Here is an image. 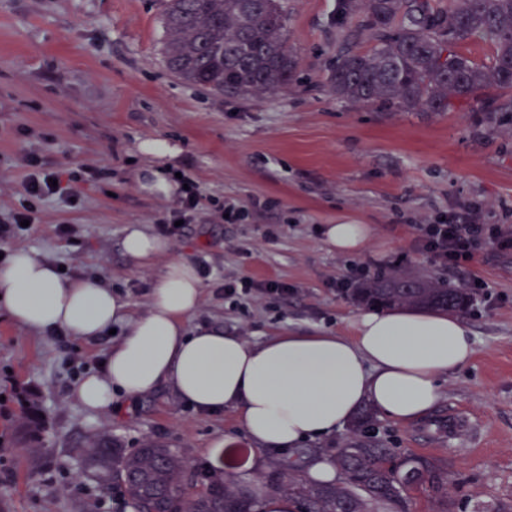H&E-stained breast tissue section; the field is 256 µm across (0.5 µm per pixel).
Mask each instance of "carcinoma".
<instances>
[{
    "instance_id": "cac0c4a2",
    "label": "carcinoma",
    "mask_w": 512,
    "mask_h": 512,
    "mask_svg": "<svg viewBox=\"0 0 512 512\" xmlns=\"http://www.w3.org/2000/svg\"><path fill=\"white\" fill-rule=\"evenodd\" d=\"M164 61L178 79L216 94L257 96L283 90L296 61L288 49L281 0H161ZM363 15L375 41L366 52L336 57L329 82L337 98L379 104L393 112H451L481 104L484 112H512V0H337L336 21ZM475 35L491 44L487 62L462 46ZM488 90L499 95L481 99ZM351 296L370 307L425 306L461 311L469 288H443L427 280L371 276ZM390 449L354 441L336 459L347 484L306 483L282 467L276 488L303 502L304 512H369L373 502L406 512L403 493L423 488L448 502V476L432 462L406 459L387 466ZM87 468L118 482L139 512H254L236 481L208 482L190 492L188 465L169 448L146 446L124 455L97 444Z\"/></svg>"
}]
</instances>
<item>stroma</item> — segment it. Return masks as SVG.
<instances>
[{
  "label": "stroma",
  "instance_id": "stroma-1",
  "mask_svg": "<svg viewBox=\"0 0 512 512\" xmlns=\"http://www.w3.org/2000/svg\"><path fill=\"white\" fill-rule=\"evenodd\" d=\"M288 47L296 60L284 91L218 95L166 68L160 0H0V220L20 199L22 159L36 155L66 174L105 169L79 183L75 203H40L41 219L0 242L62 267V279L100 277L135 308L149 302L162 267H135L121 249L136 224L157 233L175 195L144 178L153 157L141 145L169 141L178 154L163 166L194 176L206 195L247 209L240 224H220L200 209L168 237L170 254L196 263L204 284L188 327L215 325L245 342L280 330L348 335L362 305L337 290L354 266L448 288L478 277L484 289L460 316L476 357L449 373L426 417L399 423L376 417L372 438L396 459L435 462L455 484L448 512H512V250L482 248L467 269H448L415 247L416 224L460 204L484 223L512 227V115L472 106L453 112H390L336 98L329 74L341 51L373 45L363 17L336 21V0H284ZM369 224L358 255L329 250L324 224ZM72 225V236L56 227ZM287 283L288 295L225 300L224 282ZM116 338L45 336L0 309V512H135L121 487L101 488L77 461L108 439L131 452L154 441L189 460L195 474L237 479L236 458H212L239 432L233 411L202 415L165 388L87 418L73 392L99 371ZM463 418L465 447H448V427ZM346 430L273 451L251 477L269 489L280 465L316 453L337 455Z\"/></svg>",
  "mask_w": 512,
  "mask_h": 512
}]
</instances>
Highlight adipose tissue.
Here are the masks:
<instances>
[{"label":"adipose tissue","mask_w":512,"mask_h":512,"mask_svg":"<svg viewBox=\"0 0 512 512\" xmlns=\"http://www.w3.org/2000/svg\"><path fill=\"white\" fill-rule=\"evenodd\" d=\"M372 233L367 224L321 229L324 244L344 255L363 252ZM122 249L143 266L168 244L132 226ZM202 289L196 266L176 256H168L140 311L99 278L63 281L52 263L23 249L0 265V306L19 326L81 339L121 331L102 371L75 388L88 415L162 386L200 414L231 409L251 445L252 472L265 467L268 451L330 436L366 404L402 423L427 415L442 380L474 359L471 333L458 316L415 308L365 310L348 336L288 331L248 344L221 328H187Z\"/></svg>","instance_id":"1"}]
</instances>
